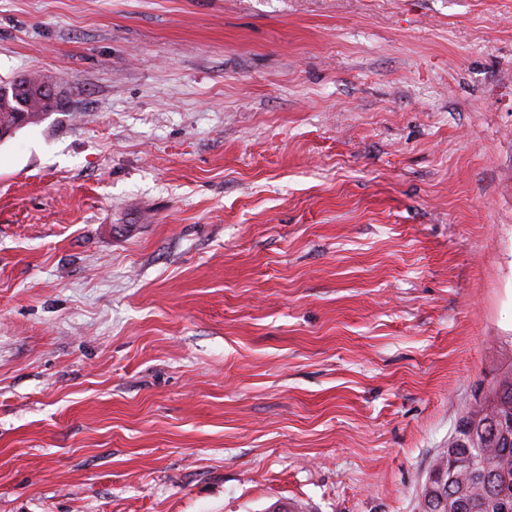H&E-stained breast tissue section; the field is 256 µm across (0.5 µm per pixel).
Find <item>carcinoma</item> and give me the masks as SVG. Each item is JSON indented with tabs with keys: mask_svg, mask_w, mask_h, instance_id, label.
I'll return each instance as SVG.
<instances>
[{
	"mask_svg": "<svg viewBox=\"0 0 512 512\" xmlns=\"http://www.w3.org/2000/svg\"><path fill=\"white\" fill-rule=\"evenodd\" d=\"M45 79L39 72L23 76L12 92V98L0 103V131L11 137L22 125L17 123L14 111L26 109L36 116L40 113L58 112L68 103V97L46 102L36 87ZM501 390L500 403L493 415H484L467 434L454 432L448 440L447 452L463 456L476 451L475 469L448 474L451 492L464 484L466 496L460 512H512V371H505L496 382ZM496 470L494 495H489L476 471L483 468Z\"/></svg>",
	"mask_w": 512,
	"mask_h": 512,
	"instance_id": "1",
	"label": "carcinoma"
}]
</instances>
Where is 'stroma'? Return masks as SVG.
I'll use <instances>...</instances> for the list:
<instances>
[{
  "label": "stroma",
  "instance_id": "1",
  "mask_svg": "<svg viewBox=\"0 0 512 512\" xmlns=\"http://www.w3.org/2000/svg\"><path fill=\"white\" fill-rule=\"evenodd\" d=\"M0 512H420L512 363V0H0ZM22 77L23 79L18 84L16 83L17 87L12 92V99L6 98L0 103V131L4 132L6 139L11 137L20 128L31 124H37L43 119L42 118L36 122L31 121L27 125L18 124L14 114L15 112L13 111L23 109L20 101L25 102V110L33 116H37L39 113L58 112L68 103L67 91L66 95L62 99H54L53 101L46 103L36 93V87L43 81V79H45L46 75L39 72H31ZM46 81L58 82L50 80Z\"/></svg>",
  "mask_w": 512,
  "mask_h": 512
}]
</instances>
